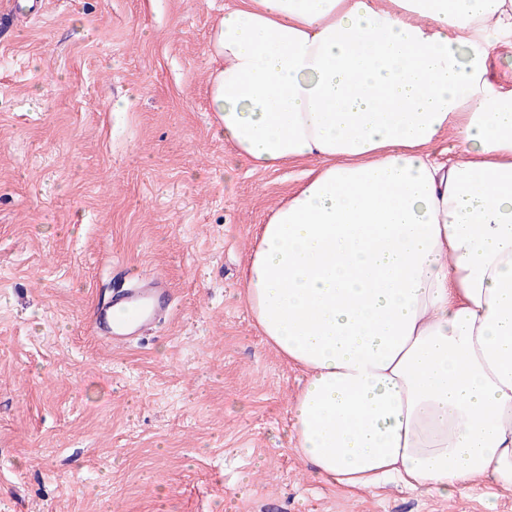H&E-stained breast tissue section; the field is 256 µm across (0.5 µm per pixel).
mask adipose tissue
<instances>
[{"label": "adipose tissue", "mask_w": 512, "mask_h": 512, "mask_svg": "<svg viewBox=\"0 0 512 512\" xmlns=\"http://www.w3.org/2000/svg\"><path fill=\"white\" fill-rule=\"evenodd\" d=\"M512 0H242L210 40L215 122L301 186L258 225L242 295L303 369L288 436L367 490L512 489ZM455 134L466 156L437 158ZM489 72L494 80L512 88V47L499 45L489 59Z\"/></svg>", "instance_id": "ef3b65f1"}]
</instances>
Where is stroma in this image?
<instances>
[{
    "label": "stroma",
    "mask_w": 512,
    "mask_h": 512,
    "mask_svg": "<svg viewBox=\"0 0 512 512\" xmlns=\"http://www.w3.org/2000/svg\"><path fill=\"white\" fill-rule=\"evenodd\" d=\"M239 0H46L0 32V512H512L313 475L286 438L303 373L241 270L308 165L252 169L218 132L209 39ZM168 319L110 349L90 310L131 274Z\"/></svg>",
    "instance_id": "stroma-1"
}]
</instances>
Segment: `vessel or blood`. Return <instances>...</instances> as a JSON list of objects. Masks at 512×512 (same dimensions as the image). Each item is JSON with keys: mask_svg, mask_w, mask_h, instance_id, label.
<instances>
[{"mask_svg": "<svg viewBox=\"0 0 512 512\" xmlns=\"http://www.w3.org/2000/svg\"><path fill=\"white\" fill-rule=\"evenodd\" d=\"M169 295L163 278L137 274L126 288L94 307L92 327L98 340L122 347L160 324L171 313Z\"/></svg>", "mask_w": 512, "mask_h": 512, "instance_id": "vessel-or-blood-1", "label": "vessel or blood"}]
</instances>
